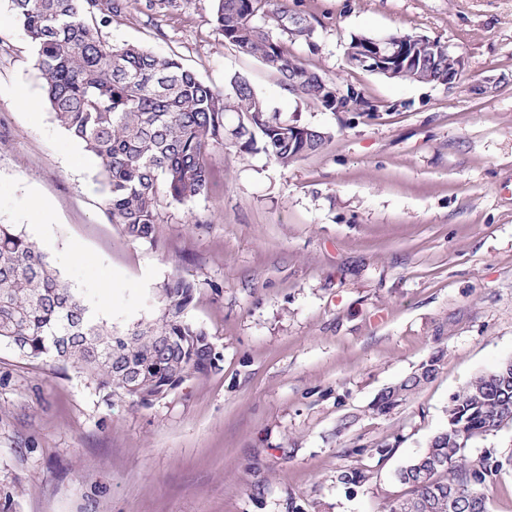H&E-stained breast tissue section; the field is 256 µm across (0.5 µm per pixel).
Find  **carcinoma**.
I'll use <instances>...</instances> for the list:
<instances>
[{
    "label": "carcinoma",
    "mask_w": 512,
    "mask_h": 512,
    "mask_svg": "<svg viewBox=\"0 0 512 512\" xmlns=\"http://www.w3.org/2000/svg\"><path fill=\"white\" fill-rule=\"evenodd\" d=\"M216 27L224 41L255 55L279 73L306 65L253 23L266 17L282 33L296 13L286 0H216ZM36 53L44 97L55 121L98 161L105 180V208L131 242L152 238L160 201H191L208 192L209 156L229 144L240 153L261 150L282 167L321 152L332 134L272 112L250 84L231 78L230 92L202 81L177 59L135 46L106 42L101 27L121 13L117 0H11ZM447 49L419 72L425 83L448 82ZM338 84L323 76L297 91L334 112H374L352 84L336 101ZM236 115L226 125L228 113ZM160 316L131 329L107 328L70 288L46 254L10 224H0V343L21 344L26 359H49L86 375L109 395L147 406L193 375L215 367L207 332L186 319L195 285L175 275L161 288ZM432 357L395 386L374 410L387 413L420 390L440 369ZM512 423V360L471 378L448 405L447 427L423 453L396 473L410 494L383 512H492L483 489L512 471V449L470 458L468 444ZM366 468L336 480L359 485Z\"/></svg>",
    "instance_id": "obj_1"
}]
</instances>
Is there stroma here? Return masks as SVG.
<instances>
[{"label":"stroma","instance_id":"35a3bbf8","mask_svg":"<svg viewBox=\"0 0 512 512\" xmlns=\"http://www.w3.org/2000/svg\"><path fill=\"white\" fill-rule=\"evenodd\" d=\"M113 45L172 56L227 90L240 76L270 110L329 130L281 167L218 148L207 195L163 201L133 243L104 205L99 164L72 157L41 95L34 52L0 0V224L24 234L30 192L50 205L41 242L117 330L155 319L160 288L191 280L187 319L216 366L151 405L0 344V496L12 512H381L396 471L445 429L451 397L512 360V0H286L310 36L255 22L306 66L353 84L377 112H334L224 41L215 0H123ZM424 35L464 61L453 87L349 69L352 37ZM487 93H479V86ZM434 378L391 413L371 406L432 354ZM389 445L378 454L380 445ZM353 467L370 482L337 483Z\"/></svg>","mask_w":512,"mask_h":512}]
</instances>
